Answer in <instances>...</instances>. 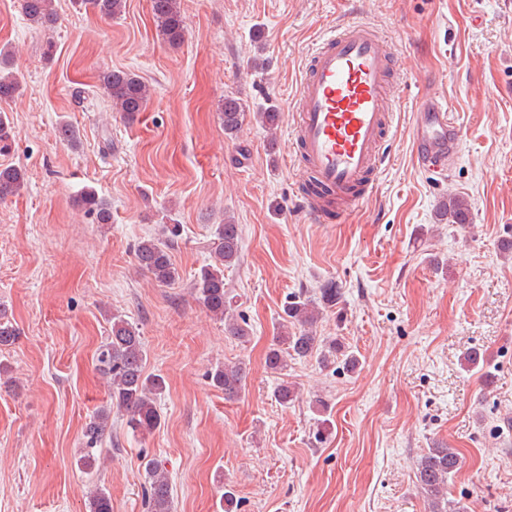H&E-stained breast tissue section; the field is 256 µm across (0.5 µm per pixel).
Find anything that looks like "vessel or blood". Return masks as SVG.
<instances>
[{"label":"vessel or blood","mask_w":512,"mask_h":512,"mask_svg":"<svg viewBox=\"0 0 512 512\" xmlns=\"http://www.w3.org/2000/svg\"><path fill=\"white\" fill-rule=\"evenodd\" d=\"M393 55L381 31L355 19L327 30L308 57L290 106V138L296 195L311 222H342L373 193L391 159ZM463 139L446 101L427 95L416 103L411 148L418 165L446 174Z\"/></svg>","instance_id":"obj_1"}]
</instances>
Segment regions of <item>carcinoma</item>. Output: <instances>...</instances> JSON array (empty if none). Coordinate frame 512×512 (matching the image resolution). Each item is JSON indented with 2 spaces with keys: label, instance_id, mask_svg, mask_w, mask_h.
<instances>
[{
  "label": "carcinoma",
  "instance_id": "obj_1",
  "mask_svg": "<svg viewBox=\"0 0 512 512\" xmlns=\"http://www.w3.org/2000/svg\"><path fill=\"white\" fill-rule=\"evenodd\" d=\"M80 4L105 19L120 15L126 0H80ZM26 20L40 29L49 28L54 22L53 0H22ZM152 9L158 32L169 45L176 47L184 39V19L180 0H152ZM9 50L0 51V102L7 103L18 96L22 81L19 75L6 71ZM100 87L110 105L117 111L133 116L145 110L151 97L150 87L136 74L124 70L107 69L99 75ZM224 133L238 131L244 107L238 98L227 96L221 105ZM14 141L12 126L7 115L0 113V153L7 152ZM26 185V173L14 165L0 164V200L16 196ZM79 206L93 217L97 224L112 223V211L95 191L85 190L79 197ZM439 221L449 224L468 223V202L452 197L443 202L437 211ZM163 238L145 237L135 249V265L156 283L168 285L178 277L172 260V241L179 237V225L167 226ZM241 253L239 225L226 221L217 225L216 242L211 252V262L197 273L194 292L197 301L215 319L224 322V329L237 338L247 336L239 323L232 301L224 288V270L236 265ZM340 291L333 282L319 288L315 299L293 297L283 308L282 334L278 343L267 354L265 363L272 372L283 375L288 360L306 359L319 353L325 366L336 362L343 345L336 340H319L307 326L313 324L321 311L336 306ZM19 336L18 329L0 313V346H9ZM146 349L138 328L119 314L112 315L110 334L97 354V370L108 380L109 407L99 411L86 424L83 437L93 448L106 436H112V412L125 417L128 432L142 436L153 433L161 425L159 400L166 391L164 377L145 373ZM246 369L240 363L216 365L208 372V379L224 395L234 397L243 388ZM275 398L286 407L296 399V387L282 381ZM460 464L452 448L436 447L423 453L416 462V479L421 492L431 504V512H468L466 505L448 499V478ZM147 486L145 502L148 512H173L172 484L168 472L158 462L149 459L145 464ZM89 512H112L110 495L95 488L89 495Z\"/></svg>",
  "mask_w": 512,
  "mask_h": 512
}]
</instances>
